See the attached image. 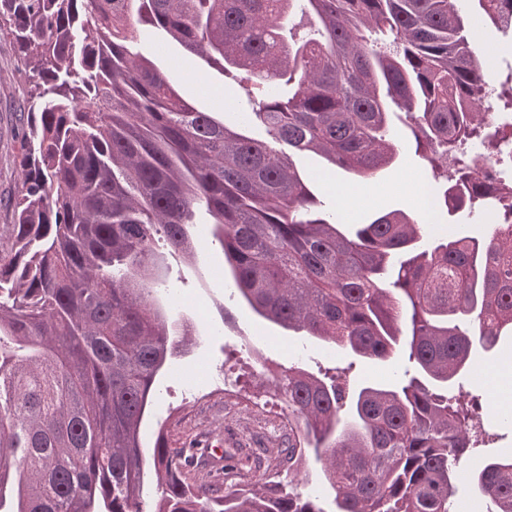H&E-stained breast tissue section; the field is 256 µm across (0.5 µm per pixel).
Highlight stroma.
Listing matches in <instances>:
<instances>
[{"instance_id":"35a3bbf8","label":"stroma","mask_w":512,"mask_h":512,"mask_svg":"<svg viewBox=\"0 0 512 512\" xmlns=\"http://www.w3.org/2000/svg\"><path fill=\"white\" fill-rule=\"evenodd\" d=\"M154 48L151 42L139 45L140 52L155 57L159 66L176 68L182 78V92L201 105L222 111L220 98L224 95L236 105L246 102V88L225 86L223 76L198 56L185 53L174 43L166 44L159 54ZM30 87L31 74L16 45L10 37L0 35V225L11 223L12 203L22 181L19 154L25 132L17 114L28 106ZM400 144L396 162L373 177L376 192L370 197L360 196L359 182L346 173H321L318 163L308 157L297 158L296 164L315 176V193L340 217L367 223L383 212L420 208L408 183L426 172V162L414 139L401 138ZM190 234L194 259L170 258L168 277L174 289V306L181 315L196 320V334L187 354L176 358L170 370L158 377L152 411L141 427L144 446H152L161 431L171 448L190 458L186 468L189 477L210 473L223 478V468L204 469L216 454L208 445L210 439L223 438L225 447L239 448L246 454L255 450L272 460L288 430L280 414L263 413L246 399L225 395V370H232L237 384L243 386L256 382L267 368L285 370L291 366L319 377L345 370L355 391L365 385L390 388L402 379L410 366L406 354L384 361L353 359L259 321L225 289L224 256L209 225H191ZM500 368L512 369V338L508 336L492 351H476L471 373L454 380L453 395L465 402L478 401L480 413L495 436L493 442L473 451L464 464L468 471L482 467L487 458L512 454V424H503L491 383L494 371Z\"/></svg>"}]
</instances>
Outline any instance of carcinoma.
<instances>
[{"label": "carcinoma", "instance_id": "1", "mask_svg": "<svg viewBox=\"0 0 512 512\" xmlns=\"http://www.w3.org/2000/svg\"><path fill=\"white\" fill-rule=\"evenodd\" d=\"M477 2L502 27L503 0ZM0 31L34 79L24 178L0 225V512H454L463 480L486 512H512V455L462 472L486 437L448 395L473 350L512 335V183L483 189L469 156L475 143L500 154L512 124L486 130L490 69L457 0H0ZM159 31L254 85L236 124L136 50ZM392 106L437 208L489 217L481 236L435 235L420 251L426 228L403 210L348 236L295 168L294 154L314 153L372 178L398 153ZM199 213L258 317L378 360L406 327L423 377L361 388L346 418L335 379L275 376L288 433L275 472L247 489L190 484L163 434L140 440L154 381L194 328L164 305L155 238L192 256ZM309 455L328 507L295 490Z\"/></svg>", "mask_w": 512, "mask_h": 512}]
</instances>
